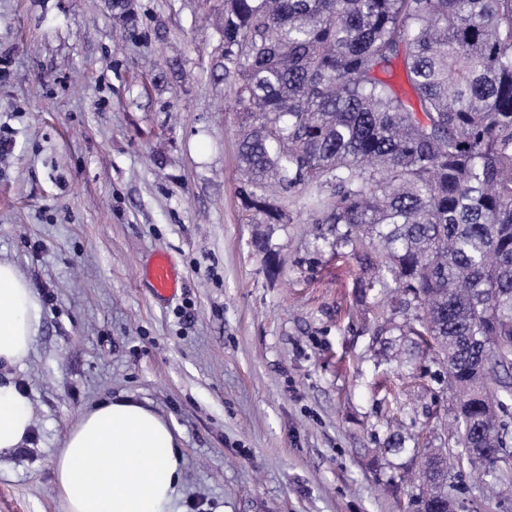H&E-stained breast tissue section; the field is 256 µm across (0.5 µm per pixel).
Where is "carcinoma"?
I'll return each instance as SVG.
<instances>
[{
    "mask_svg": "<svg viewBox=\"0 0 512 512\" xmlns=\"http://www.w3.org/2000/svg\"><path fill=\"white\" fill-rule=\"evenodd\" d=\"M222 31L246 208L278 224L274 190H313L387 297L383 355L432 354L453 399L456 448L401 438L374 465L420 458L425 512L465 463L512 483V0H224Z\"/></svg>",
    "mask_w": 512,
    "mask_h": 512,
    "instance_id": "obj_1",
    "label": "carcinoma"
}]
</instances>
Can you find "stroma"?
Here are the masks:
<instances>
[{
    "label": "stroma",
    "mask_w": 512,
    "mask_h": 512,
    "mask_svg": "<svg viewBox=\"0 0 512 512\" xmlns=\"http://www.w3.org/2000/svg\"><path fill=\"white\" fill-rule=\"evenodd\" d=\"M0 0V259L39 295L13 378L29 445L0 457V512H60L52 460L81 413L130 397L180 434L182 512H414L402 435L450 447L432 357L372 343L359 259L320 240L304 192L283 221L246 210L224 79V0ZM166 253L183 279L157 296ZM462 468L467 512L512 496ZM149 277L156 294L162 297L175 295L178 280L169 258L157 254L149 268Z\"/></svg>",
    "instance_id": "1"
}]
</instances>
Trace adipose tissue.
I'll list each match as a JSON object with an SVG mask.
<instances>
[{"label":"adipose tissue","mask_w":512,"mask_h":512,"mask_svg":"<svg viewBox=\"0 0 512 512\" xmlns=\"http://www.w3.org/2000/svg\"><path fill=\"white\" fill-rule=\"evenodd\" d=\"M41 328L40 301L14 264L0 259V370L23 366ZM27 400L0 380V452L28 445ZM61 512H177L176 431L132 398L84 411L53 460Z\"/></svg>","instance_id":"obj_1"}]
</instances>
